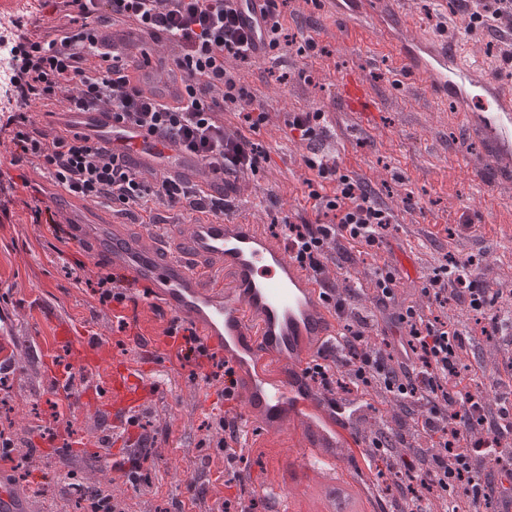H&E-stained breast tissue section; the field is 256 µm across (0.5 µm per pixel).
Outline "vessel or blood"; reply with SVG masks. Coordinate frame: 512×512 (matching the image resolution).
I'll list each match as a JSON object with an SVG mask.
<instances>
[{
	"label": "vessel or blood",
	"mask_w": 512,
	"mask_h": 512,
	"mask_svg": "<svg viewBox=\"0 0 512 512\" xmlns=\"http://www.w3.org/2000/svg\"><path fill=\"white\" fill-rule=\"evenodd\" d=\"M233 5L257 57L267 58L269 0H233ZM368 32L385 43L413 80L425 82L433 98L454 101L465 112L471 132L483 139L494 159L490 181L512 180V89L481 78L462 62L455 46L412 30L404 11L381 7L378 0H353L349 37L355 40ZM107 36L113 60L138 76L141 90L150 91L162 65L137 53V45L145 39L140 28L116 23ZM340 89L348 111H376L377 100L359 74L342 78ZM77 119L82 129L100 134V146L119 154L132 172L173 176L209 199L237 194L234 178L210 173L201 159L180 144L116 121L109 109L81 112ZM81 230L94 246V257L110 264L114 273L135 277L153 288L173 314L195 324L208 349L224 352L237 369V386L251 415L271 428L283 422L287 411L306 424L320 417L313 401L295 397L287 375L271 379L263 373L269 359L303 364L318 345H335L320 281L284 250L280 240L263 233L258 225L208 214L197 215L191 222L188 239L159 235L149 247L118 234L109 223L85 224ZM203 256L224 271L223 289L210 288L200 276ZM52 349L69 354L82 372L100 377L104 398L112 408L113 434L129 429L131 416L153 395L150 378L111 363L101 340L78 335L64 320L56 324ZM321 419L311 447L302 453L309 468L336 461L331 452L336 445L335 424L330 418ZM0 512H29L27 500L3 473Z\"/></svg>",
	"instance_id": "1"
}]
</instances>
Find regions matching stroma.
<instances>
[{"instance_id":"1","label":"stroma","mask_w":512,"mask_h":512,"mask_svg":"<svg viewBox=\"0 0 512 512\" xmlns=\"http://www.w3.org/2000/svg\"><path fill=\"white\" fill-rule=\"evenodd\" d=\"M453 0H406L417 28L434 33L447 27L479 74L512 88V63L503 61L490 31L469 27L451 13ZM285 38L271 58L229 62L253 96L252 106L266 122L253 134L268 161L258 174H244L228 219L258 225L330 224L333 215L316 212L311 191L332 194V182L314 180L306 157H334L341 173L368 181L391 218L385 242L375 252L344 244L332 250L324 272L335 288L354 281L369 283L385 263L397 270L395 296L388 308L375 305L370 293L350 306L369 319L368 334L398 343L400 332L387 313L423 303L421 290L433 272L453 258L458 264L485 258L479 274L497 307H512V181L485 189L482 176L493 160L473 137L464 113L454 103L435 101L425 84L408 78L380 42L367 37L346 42L344 6L335 12L319 0H287L280 8ZM315 50L301 52L306 40ZM358 73L378 97V112L347 111L337 93L338 79ZM322 111L324 133L311 141L295 137L288 127L291 113ZM464 154L465 166L452 163ZM169 236L188 232L186 220L172 221L166 207L138 211L120 223L121 230L144 241L149 226ZM79 261L81 280L63 268ZM111 268L96 263L89 243L71 238L59 246L45 225L33 223L26 208L0 222V344L11 353L15 373L0 391V423L14 422L15 446L35 449L43 461L15 485L27 498L30 512H76L60 491L66 478L104 471L124 512H213L231 501L235 512H275L266 487L278 484L291 512H336V485L322 471L305 470L301 452L310 431L284 426L268 429L251 416L243 397L224 398V380L214 376L211 362L178 359V345L166 337L177 318L134 283V299L125 307L100 304L89 285ZM64 318L83 333L100 337L112 349L114 362L140 369L158 384L154 398L136 415L141 437L136 450L115 444L109 414L82 406L85 378L72 373L70 384L56 386L57 369L67 358L47 350L52 321ZM150 337L160 343L158 359L147 358L136 342ZM504 345L499 336L473 331L462 360L473 388L496 396L512 393V376L503 374ZM347 407L336 417L346 434L337 451L340 482L357 489L374 512H410L412 504L387 491L374 463L364 453V433L372 423L390 418L389 406L360 392L340 394ZM62 406L65 418L48 433L39 424ZM236 422L244 450L234 462L219 454L220 420Z\"/></svg>"}]
</instances>
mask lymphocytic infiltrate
<instances>
[{
    "label": "lymphocytic infiltrate",
    "mask_w": 512,
    "mask_h": 512,
    "mask_svg": "<svg viewBox=\"0 0 512 512\" xmlns=\"http://www.w3.org/2000/svg\"><path fill=\"white\" fill-rule=\"evenodd\" d=\"M461 2L471 26L495 32L512 28V0ZM115 20L137 24L145 34L176 45L172 65L182 75L186 105L160 104L123 75L95 37L99 26ZM13 50V104L0 112V135L13 145L15 164L30 166L84 201L123 212L168 205L188 214L224 213L193 187L130 173L76 126L38 128L29 111L33 102L50 116L109 108L121 121L180 143L215 173H256L267 161L249 138L263 124L264 113H240L241 124L232 132L224 126L225 103L249 98L225 61L252 57L250 36L232 0H40L35 19L17 21ZM305 165L316 178L335 180L333 194L315 191L311 198L316 211L334 212L336 221L288 223L280 230L292 241L293 256L318 277L338 240L379 250L390 218L362 182L339 173L334 158L316 154ZM28 186L25 175L0 171V217L10 218L15 206H24L35 223L63 239L65 230L50 205L25 197ZM423 293L442 305L458 298L480 315L482 333H498L502 313L494 309L472 265L444 267ZM391 321L402 331L400 367H392L382 344L360 330L342 339L351 355L344 367L354 387L397 398L416 415L421 430L437 440L433 457L417 448L410 454L419 458L430 486L449 500V512H483L499 491L484 474L503 469L500 452L512 447V409L502 398L460 387L464 337L459 329L417 305L398 309Z\"/></svg>",
    "instance_id": "f902f5d3"
}]
</instances>
